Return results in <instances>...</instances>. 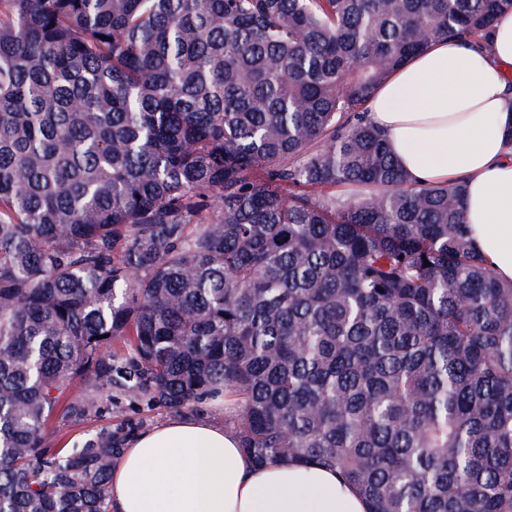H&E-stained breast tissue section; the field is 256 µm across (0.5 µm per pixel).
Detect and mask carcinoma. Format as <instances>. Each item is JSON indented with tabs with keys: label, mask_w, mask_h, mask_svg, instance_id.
I'll return each mask as SVG.
<instances>
[{
	"label": "carcinoma",
	"mask_w": 512,
	"mask_h": 512,
	"mask_svg": "<svg viewBox=\"0 0 512 512\" xmlns=\"http://www.w3.org/2000/svg\"><path fill=\"white\" fill-rule=\"evenodd\" d=\"M506 10L0 0V512H110L112 426L51 452L54 418L224 384L258 464L336 469L369 512H512V281L464 181L417 185L367 118Z\"/></svg>",
	"instance_id": "1"
}]
</instances>
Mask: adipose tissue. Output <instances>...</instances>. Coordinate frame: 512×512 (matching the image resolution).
<instances>
[{
    "label": "adipose tissue",
    "instance_id": "adipose-tissue-1",
    "mask_svg": "<svg viewBox=\"0 0 512 512\" xmlns=\"http://www.w3.org/2000/svg\"><path fill=\"white\" fill-rule=\"evenodd\" d=\"M489 50L439 38L380 84L368 115L402 171L420 184L464 179V217L501 279L512 280V12ZM223 421L175 414L132 437L112 466V512H368L338 472L293 459L256 464L235 422L244 399L208 395Z\"/></svg>",
    "mask_w": 512,
    "mask_h": 512
}]
</instances>
